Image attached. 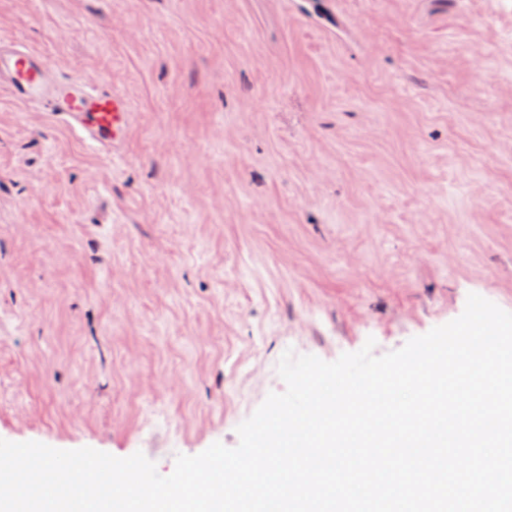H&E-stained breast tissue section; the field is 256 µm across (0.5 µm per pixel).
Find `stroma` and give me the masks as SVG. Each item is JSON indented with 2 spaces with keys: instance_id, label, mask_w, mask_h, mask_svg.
<instances>
[{
  "instance_id": "35a3bbf8",
  "label": "stroma",
  "mask_w": 512,
  "mask_h": 512,
  "mask_svg": "<svg viewBox=\"0 0 512 512\" xmlns=\"http://www.w3.org/2000/svg\"><path fill=\"white\" fill-rule=\"evenodd\" d=\"M124 95L100 154L0 88V439L239 443L286 350L512 312V0H0Z\"/></svg>"
}]
</instances>
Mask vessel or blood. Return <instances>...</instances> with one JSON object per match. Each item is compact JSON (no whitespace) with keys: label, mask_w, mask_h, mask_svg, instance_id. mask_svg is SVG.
<instances>
[{"label":"vessel or blood","mask_w":512,"mask_h":512,"mask_svg":"<svg viewBox=\"0 0 512 512\" xmlns=\"http://www.w3.org/2000/svg\"><path fill=\"white\" fill-rule=\"evenodd\" d=\"M0 84L18 102L39 106L102 150L120 147L129 131V106L112 91L52 78L45 57L0 42Z\"/></svg>","instance_id":"obj_1"}]
</instances>
